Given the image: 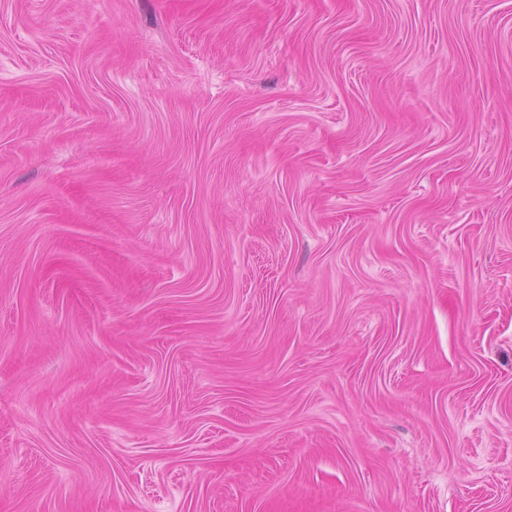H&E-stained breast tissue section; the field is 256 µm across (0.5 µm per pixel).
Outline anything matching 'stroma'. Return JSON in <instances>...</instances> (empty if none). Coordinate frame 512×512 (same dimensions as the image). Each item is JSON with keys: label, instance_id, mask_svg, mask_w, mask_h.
I'll return each mask as SVG.
<instances>
[{"label": "stroma", "instance_id": "1", "mask_svg": "<svg viewBox=\"0 0 512 512\" xmlns=\"http://www.w3.org/2000/svg\"><path fill=\"white\" fill-rule=\"evenodd\" d=\"M0 512H512V0H0Z\"/></svg>", "mask_w": 512, "mask_h": 512}]
</instances>
